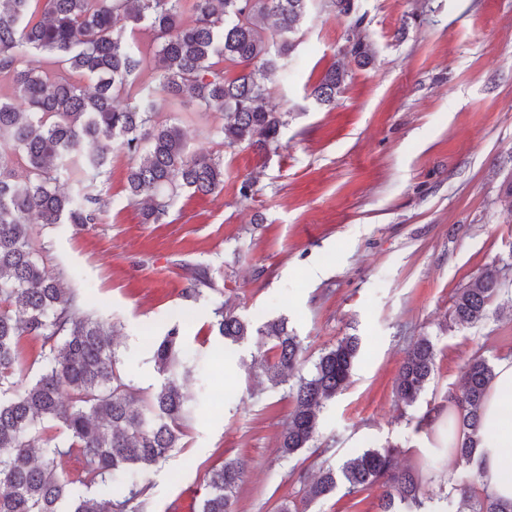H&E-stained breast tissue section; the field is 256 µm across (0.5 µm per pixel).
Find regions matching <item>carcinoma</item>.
Masks as SVG:
<instances>
[{
    "mask_svg": "<svg viewBox=\"0 0 512 512\" xmlns=\"http://www.w3.org/2000/svg\"><path fill=\"white\" fill-rule=\"evenodd\" d=\"M312 0H0V512H143L147 489L127 484L130 469L148 468L180 447L189 415L182 382L191 369L180 358L182 336L173 326L155 344L161 377L151 391L134 388L118 368L113 331L85 309L62 279L40 265L29 219L43 224H95L108 205L103 193L71 192L62 174H80L94 186L112 151L131 161L127 190L143 223L159 224L182 189L204 195L224 190V163L191 153L180 126L158 120L160 104L192 101L219 112L215 135L225 147L246 145L260 154L281 146L288 113L268 105L269 76H288ZM118 20L126 25L115 27ZM35 53L46 67L33 64ZM337 54L359 66L374 61L358 32ZM239 68L224 77V66ZM348 71L333 62L310 97L330 106L345 92ZM28 171L23 182L14 169ZM499 268H485L453 298L456 324L483 321L500 292ZM218 336L240 346L252 336L271 343L274 361L259 368L286 385L295 409L280 451L288 457L315 440L324 403L351 383L360 350L345 336L298 374L303 345L279 318L254 326L230 309L215 312ZM42 342L39 373L28 378L20 343ZM436 349L421 336L399 369L396 392L411 405L434 372ZM495 377L484 357L465 365L464 387L452 397L448 449L465 466H478L480 410ZM61 430L67 447L41 442L45 425ZM400 448H369L336 468L322 470L307 487L309 501L343 486L348 496L378 487V512H421L427 481L401 469ZM75 455L78 482L89 493L69 499V481L57 457ZM245 464L224 461L207 473L199 512H233ZM458 512H512V502L488 488H457ZM68 510H61L64 502ZM406 505L403 511L400 505Z\"/></svg>",
    "mask_w": 512,
    "mask_h": 512,
    "instance_id": "obj_1",
    "label": "carcinoma"
}]
</instances>
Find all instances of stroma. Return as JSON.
<instances>
[{
    "label": "stroma",
    "instance_id": "stroma-1",
    "mask_svg": "<svg viewBox=\"0 0 512 512\" xmlns=\"http://www.w3.org/2000/svg\"><path fill=\"white\" fill-rule=\"evenodd\" d=\"M356 27L375 59L347 62L345 93L316 107L307 92ZM303 33L290 79L269 81L271 107L289 115L276 152L219 147L215 113L196 105L162 111L192 151L220 154L221 194L182 191L163 223H143L128 201L129 159L116 150L99 223L32 226L46 271L115 326L118 367L135 387L159 381L160 336L175 325L184 336L192 414L182 447L137 472L149 487L144 512H196L205 472L228 459L248 464L234 512H277L285 501L298 512H377V490L310 502L306 483L390 444L401 466L429 477V512H457L456 486L480 484L448 454V398L468 358L512 359V214L500 203L512 176V0H354L349 15L313 9ZM492 264L504 293L482 323L454 325L455 293ZM202 267L212 285L188 297ZM224 303L257 326L286 317L309 363L360 337L353 382L326 402L312 447L280 455L295 402L249 375L260 343L229 348L211 331ZM422 336L436 364L407 406L395 380Z\"/></svg>",
    "mask_w": 512,
    "mask_h": 512
}]
</instances>
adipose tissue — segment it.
Returning <instances> with one entry per match:
<instances>
[{"label": "adipose tissue", "instance_id": "1", "mask_svg": "<svg viewBox=\"0 0 512 512\" xmlns=\"http://www.w3.org/2000/svg\"><path fill=\"white\" fill-rule=\"evenodd\" d=\"M480 480L502 500H512V360L499 363L482 411Z\"/></svg>", "mask_w": 512, "mask_h": 512}]
</instances>
